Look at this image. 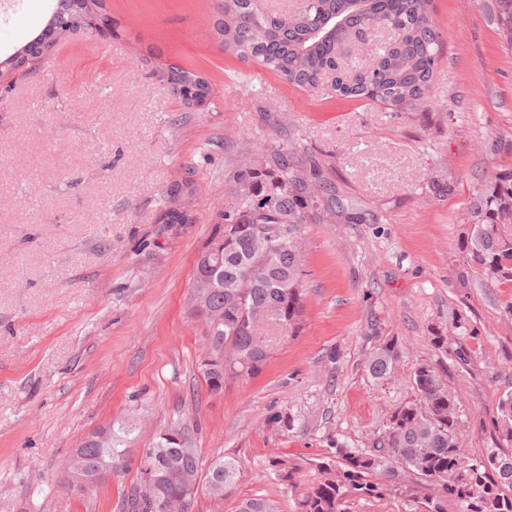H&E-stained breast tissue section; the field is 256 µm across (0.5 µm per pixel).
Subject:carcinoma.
Wrapping results in <instances>:
<instances>
[{"instance_id":"obj_1","label":"carcinoma","mask_w":512,"mask_h":512,"mask_svg":"<svg viewBox=\"0 0 512 512\" xmlns=\"http://www.w3.org/2000/svg\"><path fill=\"white\" fill-rule=\"evenodd\" d=\"M432 0H302L288 15L255 9L251 0H222L217 33L224 50L259 61L280 79L315 89L336 69V23L349 27L385 22L396 33L395 47L370 50L359 74H342L334 94L380 102L392 112H409L426 101L440 58V35L431 16ZM98 0H69L76 19ZM52 45L37 38L8 58L11 68L35 72ZM176 83L202 103L211 85L181 70ZM326 213L332 224H350L344 204L315 173L292 166L277 149L265 152L248 172L236 176L233 202L208 243L220 245L221 260L200 252L191 286L190 313L202 325L200 369L209 391L256 375L267 358V328L291 332L304 310L303 228ZM458 248L466 275L485 288L512 283V174L496 175L477 190ZM400 360L393 340L383 342L367 362L368 377L380 383ZM447 365L423 364L413 375L415 398L383 424L367 449L335 439L328 450L300 463L273 464L280 484L300 489L296 512H347L348 498L403 497L414 512H512V391L502 395L495 426L502 444L468 457L460 448L462 423L457 399L442 376ZM271 424L288 436L310 431L308 418L287 407ZM128 430L109 427L74 450L84 465L83 482L95 484L125 468L122 445ZM242 463L226 456L202 468L197 449L181 426L160 434L145 449L140 477L124 494L120 512H191L203 489L214 498L241 474ZM236 512H275L262 498L241 501Z\"/></svg>"}]
</instances>
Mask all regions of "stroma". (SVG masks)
Listing matches in <instances>:
<instances>
[{
  "label": "stroma",
  "instance_id": "stroma-1",
  "mask_svg": "<svg viewBox=\"0 0 512 512\" xmlns=\"http://www.w3.org/2000/svg\"><path fill=\"white\" fill-rule=\"evenodd\" d=\"M220 0H99L109 36L60 41L38 71L0 77V512H119L146 448L168 426L203 465L238 457L223 499L295 512L272 462L322 453L328 439L369 448L415 396L413 373L443 356L433 331L461 319L445 382L468 456L494 447L512 390V284L463 279L457 248L479 185L512 172V36L497 0H433L440 62L428 103L393 112L326 98L225 52ZM57 0H0V60L49 23ZM207 79L205 104L172 73ZM319 172L360 218L309 224L305 310L274 332L262 370L208 392L189 314L198 253L232 200L238 172L267 149ZM401 358L381 383L379 341ZM337 349V375L323 356ZM301 409L312 429L285 437L269 419ZM128 427L127 466L66 487L65 463L93 433ZM400 360V349L394 340L383 342L367 362L368 377L380 383L391 377Z\"/></svg>",
  "mask_w": 512,
  "mask_h": 512
}]
</instances>
